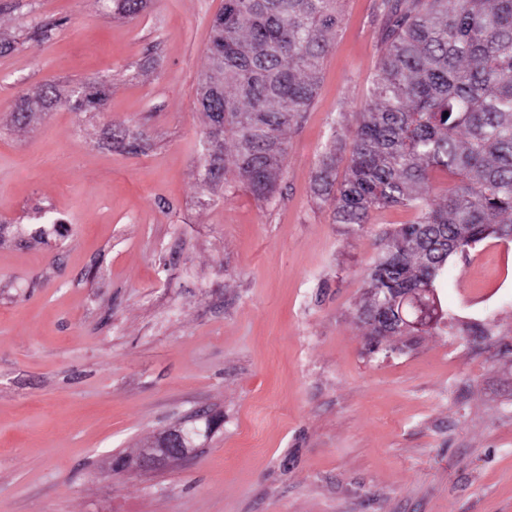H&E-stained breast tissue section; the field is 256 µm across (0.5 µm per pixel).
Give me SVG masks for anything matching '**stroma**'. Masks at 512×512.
I'll return each instance as SVG.
<instances>
[{
  "instance_id": "stroma-1",
  "label": "stroma",
  "mask_w": 512,
  "mask_h": 512,
  "mask_svg": "<svg viewBox=\"0 0 512 512\" xmlns=\"http://www.w3.org/2000/svg\"><path fill=\"white\" fill-rule=\"evenodd\" d=\"M344 0L318 95L265 199L198 110L224 0H0V512H512V241L448 262L445 319L372 350L356 305L377 224L313 192L385 46ZM105 83L16 127L23 96ZM46 217L60 233L32 239ZM206 411L184 463L113 460Z\"/></svg>"
}]
</instances>
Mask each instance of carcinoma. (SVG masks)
Segmentation results:
<instances>
[{
	"label": "carcinoma",
	"instance_id": "obj_1",
	"mask_svg": "<svg viewBox=\"0 0 512 512\" xmlns=\"http://www.w3.org/2000/svg\"><path fill=\"white\" fill-rule=\"evenodd\" d=\"M342 0H224V26L206 51L200 104L224 113L234 149L224 171L269 197L287 158L286 132L313 103ZM386 43L351 141L338 134L322 156L315 191L338 224L362 227L400 208L412 219L376 238L358 319L376 339L413 336L442 319L436 283L448 259L488 238L512 240V0H381ZM98 109L107 86L79 88ZM61 103L50 83L23 100L19 125ZM348 152L343 175L336 157ZM438 172L457 182L432 199ZM410 295L385 310L378 297Z\"/></svg>",
	"mask_w": 512,
	"mask_h": 512
}]
</instances>
